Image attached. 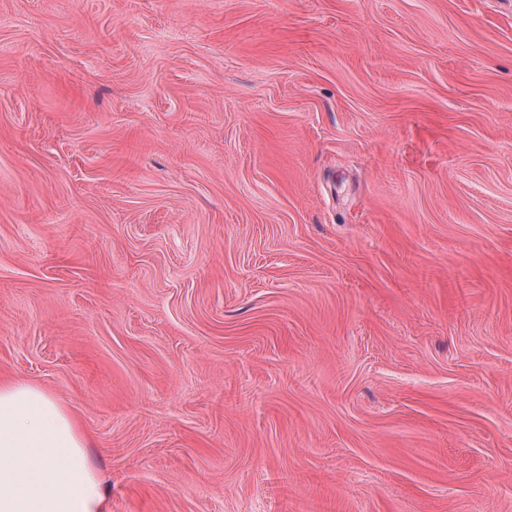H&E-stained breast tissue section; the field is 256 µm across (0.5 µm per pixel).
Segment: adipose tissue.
<instances>
[{"label": "adipose tissue", "instance_id": "1", "mask_svg": "<svg viewBox=\"0 0 512 512\" xmlns=\"http://www.w3.org/2000/svg\"><path fill=\"white\" fill-rule=\"evenodd\" d=\"M87 438L46 389L0 382V512H107Z\"/></svg>", "mask_w": 512, "mask_h": 512}]
</instances>
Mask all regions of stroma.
Segmentation results:
<instances>
[{
    "mask_svg": "<svg viewBox=\"0 0 512 512\" xmlns=\"http://www.w3.org/2000/svg\"><path fill=\"white\" fill-rule=\"evenodd\" d=\"M0 378L109 512H512V0H0Z\"/></svg>",
    "mask_w": 512,
    "mask_h": 512,
    "instance_id": "obj_1",
    "label": "stroma"
}]
</instances>
